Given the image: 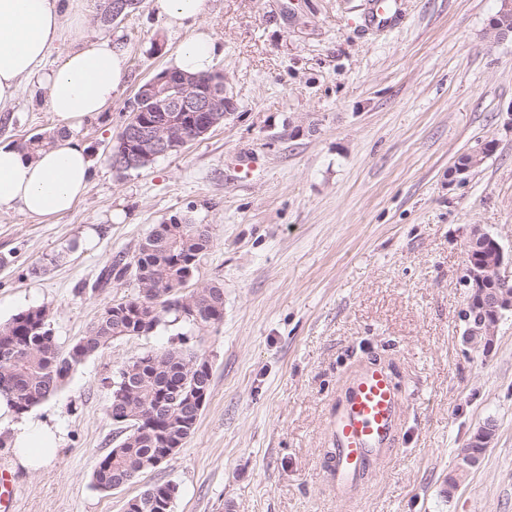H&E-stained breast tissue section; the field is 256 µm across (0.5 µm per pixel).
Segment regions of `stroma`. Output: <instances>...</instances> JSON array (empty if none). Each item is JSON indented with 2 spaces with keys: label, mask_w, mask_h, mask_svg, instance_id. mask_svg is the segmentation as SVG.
<instances>
[{
  "label": "stroma",
  "mask_w": 512,
  "mask_h": 512,
  "mask_svg": "<svg viewBox=\"0 0 512 512\" xmlns=\"http://www.w3.org/2000/svg\"><path fill=\"white\" fill-rule=\"evenodd\" d=\"M396 2L400 19L380 29L374 0H211L205 24L224 50L215 69L232 114L126 172L104 148L188 33L151 0L112 25L128 75L77 132L93 159L84 196L63 216L0 210V324L44 306L69 346L104 306L138 293L132 280L92 291L100 269L186 215L213 236L192 287L224 285L223 322L189 343L213 385L173 458L101 492L92 471L122 437L105 413L107 378L188 327L89 357L32 409L62 428L55 458L30 471L0 447L15 512H123L167 481L179 487L172 512H512V314L487 353L464 342L459 319L472 227L512 253V33L490 28L500 0ZM61 126L25 87L0 112V141ZM487 143L479 167L449 180L459 156ZM375 363L404 397L403 436L345 501L325 472L330 423L348 378ZM489 419L490 447L458 475L460 449Z\"/></svg>",
  "instance_id": "1"
}]
</instances>
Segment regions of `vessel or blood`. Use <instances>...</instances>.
I'll return each mask as SVG.
<instances>
[{
	"mask_svg": "<svg viewBox=\"0 0 512 512\" xmlns=\"http://www.w3.org/2000/svg\"><path fill=\"white\" fill-rule=\"evenodd\" d=\"M403 397L379 365L356 373L331 424L328 471L338 493L352 497L369 467L392 446L399 433Z\"/></svg>",
	"mask_w": 512,
	"mask_h": 512,
	"instance_id": "obj_1",
	"label": "vessel or blood"
}]
</instances>
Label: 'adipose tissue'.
Returning <instances> with one entry per match:
<instances>
[{
	"label": "adipose tissue",
	"mask_w": 512,
	"mask_h": 512,
	"mask_svg": "<svg viewBox=\"0 0 512 512\" xmlns=\"http://www.w3.org/2000/svg\"><path fill=\"white\" fill-rule=\"evenodd\" d=\"M169 27L191 30L173 55V70L211 73L221 54L214 33L203 21L210 0H153ZM58 63L49 64L52 51ZM128 51L111 34L90 30L86 16L63 0H0V112L11 109L22 87L45 93L49 111L65 121L70 134L50 150L28 156L18 146L0 144V209L30 215L69 212L85 192L92 173L87 147L77 136L79 125L98 118L123 84ZM25 467L39 469L56 455L57 426L16 418L0 396V431Z\"/></svg>",
	"instance_id": "ef3b65f1"
}]
</instances>
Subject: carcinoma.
I'll list each match as a JSON object with an SVG mask.
<instances>
[{"label":"carcinoma","mask_w":512,"mask_h":512,"mask_svg":"<svg viewBox=\"0 0 512 512\" xmlns=\"http://www.w3.org/2000/svg\"><path fill=\"white\" fill-rule=\"evenodd\" d=\"M56 131L39 133L22 143L37 151L54 142ZM209 227L184 216L158 224L140 243L133 261L118 257L99 272L93 288L102 290L131 279L137 296L105 306L84 336L68 348L60 347L45 306L29 308L0 325V395L18 414L58 392L72 372L88 357L114 341L146 337L167 322L183 321L205 331L224 320V285L211 282L187 289L202 258L210 251ZM179 345L163 351H147L128 361L110 382L106 407H122L128 433L98 461L92 473L94 488L110 492L125 487L142 472L158 467L166 449L182 446L194 432L200 415L187 405L188 394L210 390L212 369L208 360L188 352L191 337L182 333ZM155 414L158 431L144 428L142 417ZM178 495L172 482L156 484L128 499L124 512H171L167 501Z\"/></svg>","instance_id":"carcinoma-1"}]
</instances>
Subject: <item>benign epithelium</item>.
I'll return each mask as SVG.
<instances>
[{
    "label": "benign epithelium",
    "mask_w": 512,
    "mask_h": 512,
    "mask_svg": "<svg viewBox=\"0 0 512 512\" xmlns=\"http://www.w3.org/2000/svg\"><path fill=\"white\" fill-rule=\"evenodd\" d=\"M133 122L112 141L115 168L131 170L147 167L176 145L215 123V113L227 112L224 82L195 80L188 84L167 70L145 82L135 96ZM467 245L487 254L481 264H466L459 279L467 300L459 312L465 326L464 342L488 353L495 344L496 326L512 312V278L505 268L499 242L481 227H473Z\"/></svg>",
    "instance_id": "benign-epithelium-1"
}]
</instances>
